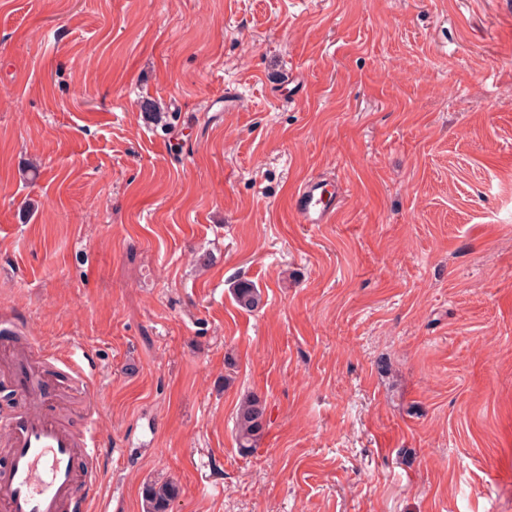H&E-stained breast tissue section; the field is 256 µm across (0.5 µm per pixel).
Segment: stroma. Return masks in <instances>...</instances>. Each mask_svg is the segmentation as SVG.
<instances>
[{"label":"stroma","mask_w":512,"mask_h":512,"mask_svg":"<svg viewBox=\"0 0 512 512\" xmlns=\"http://www.w3.org/2000/svg\"><path fill=\"white\" fill-rule=\"evenodd\" d=\"M1 320L95 366L87 512H512V0H0ZM340 197L341 188L338 185L309 178L293 191L290 207L302 224H327L336 212ZM237 305L244 310H254L261 304V292L249 280L240 279L233 288ZM266 406L259 396L247 395L236 411V442L240 453L253 451L266 429ZM179 492L174 481L147 483L142 492L145 512H168Z\"/></svg>","instance_id":"stroma-1"}]
</instances>
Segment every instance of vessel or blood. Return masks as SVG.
<instances>
[{"mask_svg":"<svg viewBox=\"0 0 512 512\" xmlns=\"http://www.w3.org/2000/svg\"><path fill=\"white\" fill-rule=\"evenodd\" d=\"M340 197L339 186L310 178L293 191L290 207L300 223L324 224ZM52 372L72 389L86 384L83 371L70 362L53 364L31 345H0V373L14 377L22 396L0 442L8 455L7 464L0 465V512H75L99 482L91 430L74 433L56 417L46 387Z\"/></svg>","mask_w":512,"mask_h":512,"instance_id":"vessel-or-blood-1","label":"vessel or blood"}]
</instances>
